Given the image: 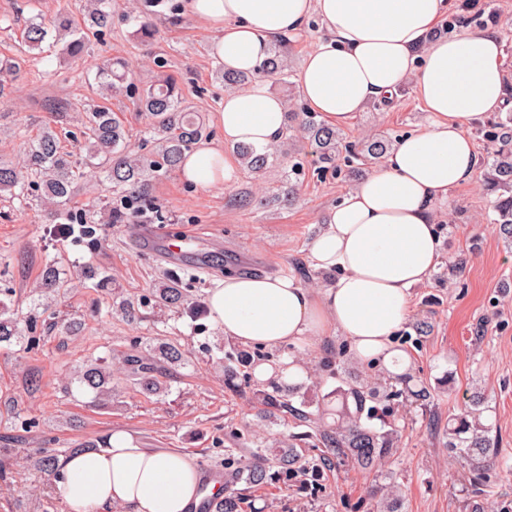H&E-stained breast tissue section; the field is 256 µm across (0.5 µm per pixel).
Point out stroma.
Masks as SVG:
<instances>
[{
	"label": "stroma",
	"instance_id": "1",
	"mask_svg": "<svg viewBox=\"0 0 512 512\" xmlns=\"http://www.w3.org/2000/svg\"><path fill=\"white\" fill-rule=\"evenodd\" d=\"M80 5L81 0H0V56L19 59L21 66L18 78H5L0 96V158L20 156L22 134H36L48 122L60 131L73 160L83 162L81 120L85 110L105 103L95 79L104 59L123 61L129 81L141 89L160 76H172L183 106L200 112L210 140L220 142L215 114L225 91L216 76L220 63L211 50L212 35L182 14L179 0L158 6L150 41L136 36L133 0H112V27L84 56L73 58L56 47L39 58L27 53L20 32L28 18L38 13L49 21L75 17ZM448 18L466 19L475 30H493L512 58V0H454ZM320 35L312 21L291 36L293 73L288 81H270L288 108L303 103L296 71ZM105 104L123 122L130 146L151 157V146L143 142L148 119L133 99L121 94ZM427 119L408 83L391 104H368L347 131L355 139L370 130L396 139ZM352 183L344 174L317 175L312 162H305L295 201L288 206L272 199L282 184L278 168L260 182L238 173L227 189L194 186L175 171L151 185L163 218L151 222L149 241L134 233L136 219L130 215L66 239L38 207L23 208L0 197V289L13 290L18 319L37 315L36 344L0 349V512H65L63 502L52 498L47 476L24 460L39 448L64 452L121 428L145 447L175 448L188 453L198 468L220 471L225 449L236 447L246 456L259 446L276 448L294 429L290 413L274 420L262 417L249 400L248 386L225 388L217 363L224 336L208 315L193 319L170 311L131 324L113 310L111 298L77 285L47 294L32 307L29 289L47 261L59 262L75 282L85 266L100 268L124 296L135 299L174 277L190 299L202 302L228 272L289 274L305 287L321 288L329 278L310 266L309 245L328 206ZM232 193L248 195L250 205H228ZM492 201L477 180L449 193L438 226L441 262L425 285L411 290L410 314L396 337L410 360V376L431 392L424 407L402 399L389 403L398 438L384 469L401 489L402 512H512V247L491 229ZM189 235L199 238V247L179 263H168L164 243ZM61 316L81 322L77 336L55 335L52 326ZM420 322L426 333L416 331ZM159 338L178 339L192 351L193 362L168 376L165 395L145 396L126 381L124 357L134 342ZM287 352L307 361L311 379L302 390L319 404L329 401L336 388L361 379L392 385L381 370L355 362L339 337ZM101 357L112 370V400L105 408L94 405L92 392L68 383L77 370ZM476 395L484 399L482 420L491 425L506 462L479 486L471 484L445 435L449 416L460 414ZM374 480V473L341 463L324 470L314 494L301 475L261 489L241 482L234 492L243 499L242 512H377L369 495Z\"/></svg>",
	"mask_w": 512,
	"mask_h": 512
}]
</instances>
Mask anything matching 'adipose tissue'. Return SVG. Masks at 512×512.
<instances>
[{"instance_id":"adipose-tissue-1","label":"adipose tissue","mask_w":512,"mask_h":512,"mask_svg":"<svg viewBox=\"0 0 512 512\" xmlns=\"http://www.w3.org/2000/svg\"><path fill=\"white\" fill-rule=\"evenodd\" d=\"M184 12L213 34L230 72L252 74L225 95L216 123L225 144L279 142L286 104L256 70L270 44L318 19L323 34L303 59L300 93L331 127L348 126L367 103L394 98L413 82L429 119L401 136L372 172L326 211L312 239V267L333 283L307 288L294 277L226 274L207 297L212 322L246 346L281 349L311 336L345 338L359 363L397 377L410 361L395 346L412 288L441 259L436 224L451 190L471 182L478 157L469 131L492 113L512 110L497 35L462 27L430 39L452 0H182ZM237 160L203 142L180 170L186 182L229 187ZM57 492L67 512H193L203 477L190 456L145 448L116 430L104 446L59 461Z\"/></svg>"}]
</instances>
